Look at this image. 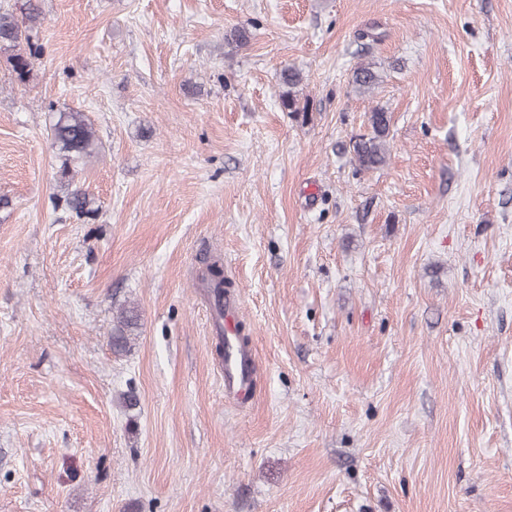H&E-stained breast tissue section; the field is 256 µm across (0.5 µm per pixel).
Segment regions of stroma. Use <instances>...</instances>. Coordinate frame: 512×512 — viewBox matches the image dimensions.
<instances>
[{
	"label": "stroma",
	"instance_id": "1",
	"mask_svg": "<svg viewBox=\"0 0 512 512\" xmlns=\"http://www.w3.org/2000/svg\"><path fill=\"white\" fill-rule=\"evenodd\" d=\"M39 4L25 79L0 49V512H512V0ZM71 110L92 218L54 204ZM381 82L382 76L370 63L357 66L351 76V86L360 95L373 92ZM279 80L283 88L282 92L279 94L280 107L296 115L302 113L304 117L306 112H308V107L306 104L300 106L299 100L296 98L293 91V89L302 83V73L291 66H287L281 70ZM390 122V113L384 109L377 108L370 112L369 133L360 136L352 145V160L358 172L376 170L386 164ZM52 135L64 178L95 150V132L83 112L58 113L52 125ZM201 282L208 288V292L214 300L219 316L224 315V328L232 331L237 325L239 307L236 300L232 299L224 305V298L229 296L232 283L224 277V266L219 260L209 264L201 275ZM138 319L135 308H125L121 311L116 323L112 325V348L115 352L126 350L130 336L138 328ZM254 353L251 349L230 347L224 358V394L239 400L252 397L256 386L253 380Z\"/></svg>",
	"mask_w": 512,
	"mask_h": 512
}]
</instances>
